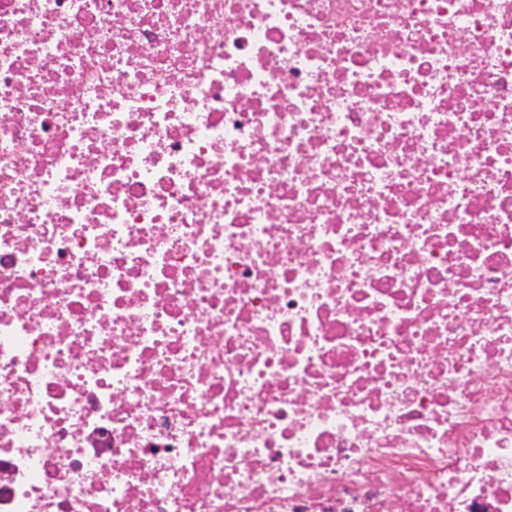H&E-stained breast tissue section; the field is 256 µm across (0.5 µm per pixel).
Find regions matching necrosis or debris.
<instances>
[{
	"label": "necrosis or debris",
	"mask_w": 512,
	"mask_h": 512,
	"mask_svg": "<svg viewBox=\"0 0 512 512\" xmlns=\"http://www.w3.org/2000/svg\"><path fill=\"white\" fill-rule=\"evenodd\" d=\"M0 512H512V0H0Z\"/></svg>",
	"instance_id": "4bbe7bcc"
}]
</instances>
